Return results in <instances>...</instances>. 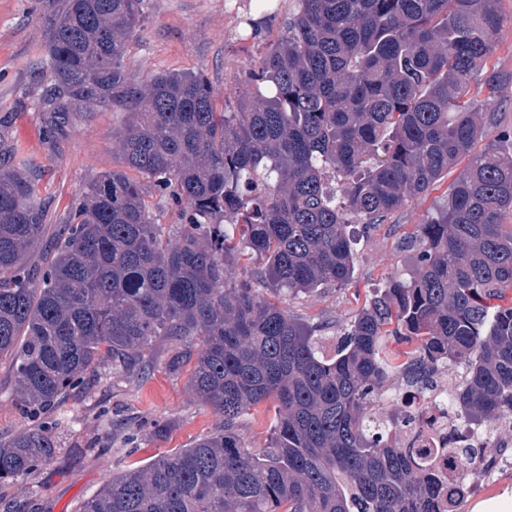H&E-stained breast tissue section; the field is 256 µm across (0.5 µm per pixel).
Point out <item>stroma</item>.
<instances>
[{
    "label": "stroma",
    "instance_id": "stroma-1",
    "mask_svg": "<svg viewBox=\"0 0 512 512\" xmlns=\"http://www.w3.org/2000/svg\"><path fill=\"white\" fill-rule=\"evenodd\" d=\"M244 2L144 0V18L127 43L130 67L141 76L163 69L201 74L218 109L234 111L238 96L249 90L243 76L246 64L264 55L298 10V0H285L282 9L264 19L259 35L248 36L238 29V8ZM54 9L53 0H0V117L10 124L0 158L15 152L37 162L36 185L47 202V222L56 228L67 222L83 186L115 168L112 134L123 116L109 109L84 112L73 116L65 133L48 134L37 103L45 83L40 67L46 22ZM468 165L460 160L427 193L384 222L367 229L354 225L355 270L347 284L281 296V306L294 317L324 324L326 352H333L373 290L407 268L417 251L411 232L431 218ZM171 350L167 340L158 339L152 365L133 381L108 368L86 377L61 407L68 420L62 453L34 475L1 485L0 500L31 505L32 512H78L119 470L143 467L213 432L218 416L189 389L188 370L175 373L168 368ZM103 411L112 428L103 426ZM42 421L39 414L21 415L9 362L1 360L0 437L10 438ZM157 421L166 422L165 433H154Z\"/></svg>",
    "mask_w": 512,
    "mask_h": 512
}]
</instances>
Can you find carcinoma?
<instances>
[{"instance_id": "carcinoma-1", "label": "carcinoma", "mask_w": 512, "mask_h": 512, "mask_svg": "<svg viewBox=\"0 0 512 512\" xmlns=\"http://www.w3.org/2000/svg\"><path fill=\"white\" fill-rule=\"evenodd\" d=\"M143 2L60 0L49 19L40 111L56 134L74 112H123L122 168L81 189L40 268L36 164L0 168V358L22 409L51 412L105 365L143 375L164 337L169 369L193 363L187 384L220 424L113 475L79 512H458L466 487L438 476L437 449L405 446L403 412L376 407L392 376L456 366L471 424L512 412V131L472 157L414 231L408 272L367 299L334 356L322 326L257 285L278 297L349 282L348 225L383 222L487 138L468 94L475 76L489 99L512 82L487 66L498 0H299L247 64L234 112L216 111L200 74L133 73ZM146 179L177 223L160 222ZM268 400L256 450L238 426ZM59 450L46 428L0 439V484ZM501 451L491 439L464 457Z\"/></svg>"}]
</instances>
